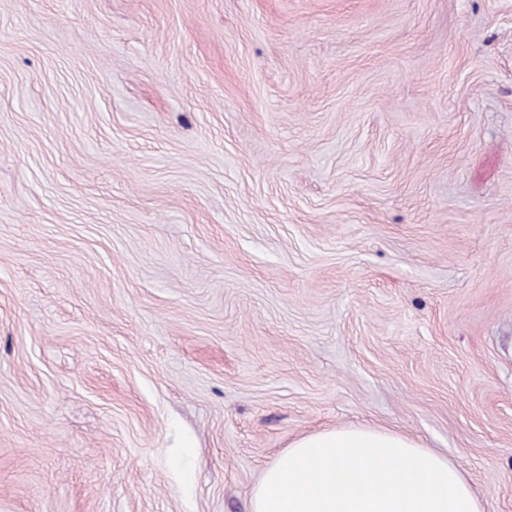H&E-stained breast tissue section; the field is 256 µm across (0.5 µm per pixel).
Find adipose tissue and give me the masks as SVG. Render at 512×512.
Segmentation results:
<instances>
[{
    "label": "adipose tissue",
    "mask_w": 512,
    "mask_h": 512,
    "mask_svg": "<svg viewBox=\"0 0 512 512\" xmlns=\"http://www.w3.org/2000/svg\"><path fill=\"white\" fill-rule=\"evenodd\" d=\"M251 512H483L460 467L399 433H311L262 474Z\"/></svg>",
    "instance_id": "ef3b65f1"
}]
</instances>
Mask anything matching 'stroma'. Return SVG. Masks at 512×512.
<instances>
[{"instance_id":"1","label":"stroma","mask_w":512,"mask_h":512,"mask_svg":"<svg viewBox=\"0 0 512 512\" xmlns=\"http://www.w3.org/2000/svg\"><path fill=\"white\" fill-rule=\"evenodd\" d=\"M349 425L512 512V0H0V512Z\"/></svg>"}]
</instances>
